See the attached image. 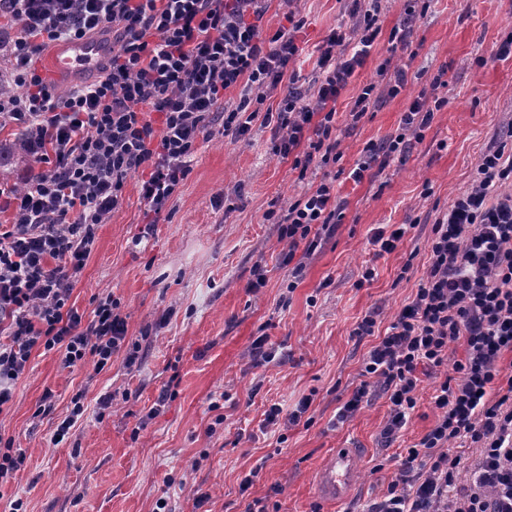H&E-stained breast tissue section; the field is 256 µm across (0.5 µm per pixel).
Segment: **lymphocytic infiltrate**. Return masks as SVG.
I'll list each match as a JSON object with an SVG mask.
<instances>
[{"label": "lymphocytic infiltrate", "mask_w": 512, "mask_h": 512, "mask_svg": "<svg viewBox=\"0 0 512 512\" xmlns=\"http://www.w3.org/2000/svg\"><path fill=\"white\" fill-rule=\"evenodd\" d=\"M266 0H0L15 36L0 78L22 87L0 94V124L24 130L39 163L22 189L0 188L10 210L0 226V407L13 397L34 349L57 351L64 366L92 360L102 372L120 354L126 324L119 303L98 299L90 321L69 305L99 224L123 197L127 178L147 175L141 192L161 214L191 171L201 140L239 138L255 119L275 123V155L307 172L342 157L336 101L380 34L374 13L350 0L352 27L318 47L320 79L303 92L292 66L303 48V19L265 23ZM112 31V54L91 84L57 95L34 66L47 42ZM384 88H362L349 112L359 122L382 96L408 85L406 67L383 62ZM243 86L239 103L226 90ZM286 86L276 111L268 94ZM443 100L418 93L397 129L367 145L352 170L362 180L405 157L422 140ZM343 215L332 183L321 182L288 206L270 210L289 265L299 244L315 250L323 228ZM379 337V336H378ZM464 359H448L450 345ZM512 352V129L474 167L468 190L435 217L426 271L415 294L368 351L364 375L377 378L390 403L386 438L404 429L417 404L419 366L449 364L434 397V426L407 450L383 499L367 512H512V376L498 361ZM477 452L469 482L459 480L455 443Z\"/></svg>", "instance_id": "obj_1"}]
</instances>
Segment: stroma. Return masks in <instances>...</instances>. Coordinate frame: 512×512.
I'll return each instance as SVG.
<instances>
[{
  "label": "stroma",
  "instance_id": "35a3bbf8",
  "mask_svg": "<svg viewBox=\"0 0 512 512\" xmlns=\"http://www.w3.org/2000/svg\"><path fill=\"white\" fill-rule=\"evenodd\" d=\"M266 21L285 12L306 25L295 68L299 87L320 77L317 48L339 26H352L345 0H267ZM380 36L336 102L343 157L311 165L305 179L291 160L270 151L274 126L253 122L239 140L201 143L188 177L159 218L147 213L141 174L127 179L123 201L99 225L95 244L74 284L70 306L91 320L95 301L112 296L127 325L125 349L95 372L92 363L64 367L58 352L33 351L13 399L0 411V438L26 456L0 481V512L14 500L26 512H154L166 498L173 512H193L208 493V512H246L254 500L277 512H365L387 491L406 448L433 427L440 373L423 375L417 405L392 442L383 429L389 401L379 384L364 383L362 361L376 342L353 330L368 313L386 329L417 288L427 240L439 211L465 191L479 157L512 128V58L491 59L512 35V0H430L418 16L414 58L391 55L388 37L408 0H380ZM408 65L409 84L371 107L355 128L348 112L361 89L379 83L385 59ZM444 83L432 87L435 75ZM434 88L447 104L435 112L404 161L356 182L349 173L368 142L394 131L411 99ZM333 180L343 217L314 252L297 251L299 274L280 266L277 225L264 215ZM408 230L398 248L376 256V229ZM265 288L249 283L255 266ZM373 280L363 281L365 268ZM266 337L274 360L255 365L251 346ZM367 401L353 416L336 415L360 384ZM84 412L67 440L57 424L73 397ZM313 402L310 424L284 433L263 429L272 403L291 409ZM358 449L353 494L331 505L315 492L314 476L332 449ZM260 473L249 489L241 482Z\"/></svg>",
  "mask_w": 512,
  "mask_h": 512
}]
</instances>
